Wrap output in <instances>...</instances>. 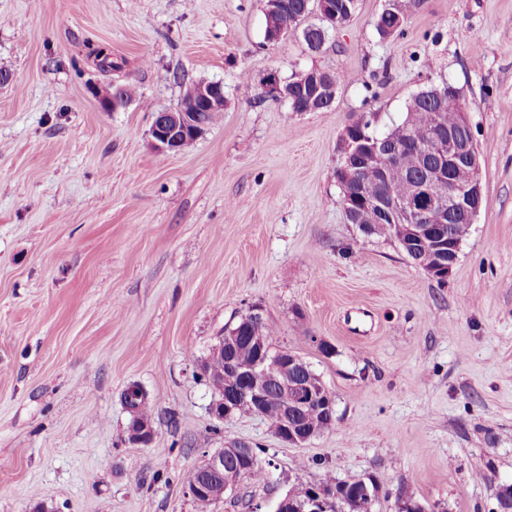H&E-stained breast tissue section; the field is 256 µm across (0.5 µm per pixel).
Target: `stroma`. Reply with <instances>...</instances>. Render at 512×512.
Instances as JSON below:
<instances>
[{"label": "stroma", "mask_w": 512, "mask_h": 512, "mask_svg": "<svg viewBox=\"0 0 512 512\" xmlns=\"http://www.w3.org/2000/svg\"><path fill=\"white\" fill-rule=\"evenodd\" d=\"M266 0H0V512H195L184 483L245 442L268 462L212 512H272L329 474L375 478L374 512H499L512 485V0H358L319 52L264 39ZM103 49L102 67L86 43ZM316 67L347 74L331 109L264 93ZM219 81L223 118L154 149L153 115ZM460 93L484 203L451 275L348 221L334 178L353 113L400 123L428 82ZM133 85L118 108L102 90ZM335 395L297 447L261 417L217 421L199 375L251 307ZM140 384L155 438L128 439ZM406 19V6L402 3H398V8L385 9L376 24L378 35L386 39L402 34Z\"/></svg>", "instance_id": "stroma-1"}]
</instances>
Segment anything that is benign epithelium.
Wrapping results in <instances>:
<instances>
[{"label":"benign epithelium","mask_w":512,"mask_h":512,"mask_svg":"<svg viewBox=\"0 0 512 512\" xmlns=\"http://www.w3.org/2000/svg\"><path fill=\"white\" fill-rule=\"evenodd\" d=\"M224 108V96L215 92V87L205 81L198 82L190 91L180 112L169 117L166 112L153 115L151 137L153 147L161 153L179 152V137L176 132L180 128L196 129L202 127L199 113L211 109ZM426 153L436 157L439 164L424 176L420 186V195L411 202L393 200L385 195L378 197L369 191L367 195L387 211L400 216V220L392 225L395 236L407 238L419 247H428L436 255L434 267L428 270L429 275L438 279L447 278L455 265V261L446 258L448 252V229L442 224L426 223V203L448 196V211L463 210L467 224H472L474 217L482 205V185L480 178L479 152L476 146L464 143L453 133L441 129L432 138ZM252 343L259 350L258 357L250 365L229 362L236 374H250L261 370L269 381L266 389L252 387L248 384L237 388L232 401H215L210 405L211 415L224 420L233 416V409L240 406L250 407L252 414L259 416L262 409L271 403L282 407L284 423L278 437L291 445H302L315 437L314 430L300 429L290 422L289 415L297 411L318 409L320 406L330 408L331 403L324 401L328 389L323 381L308 371L305 363L290 352H283L271 358L264 353V340L253 337ZM132 421L129 428V441L136 445H147L155 435L154 423L131 412ZM245 443L230 444L218 451L205 456L198 466V471L208 475H222V485L200 486L188 490L195 498L201 493L218 501L224 494L233 493L237 489L238 477L224 471V462L229 458L242 457ZM355 502L344 497L334 485H316L309 489L307 496L297 498L286 495L274 505V512H353Z\"/></svg>","instance_id":"benign-epithelium-1"}]
</instances>
